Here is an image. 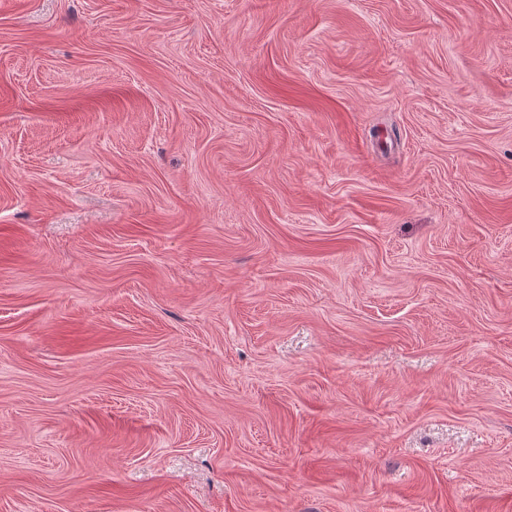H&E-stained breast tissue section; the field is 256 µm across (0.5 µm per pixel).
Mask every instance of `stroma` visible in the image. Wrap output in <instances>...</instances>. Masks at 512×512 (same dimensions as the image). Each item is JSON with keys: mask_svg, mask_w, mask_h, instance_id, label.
I'll return each mask as SVG.
<instances>
[{"mask_svg": "<svg viewBox=\"0 0 512 512\" xmlns=\"http://www.w3.org/2000/svg\"><path fill=\"white\" fill-rule=\"evenodd\" d=\"M0 512H512V0H0Z\"/></svg>", "mask_w": 512, "mask_h": 512, "instance_id": "35a3bbf8", "label": "stroma"}]
</instances>
